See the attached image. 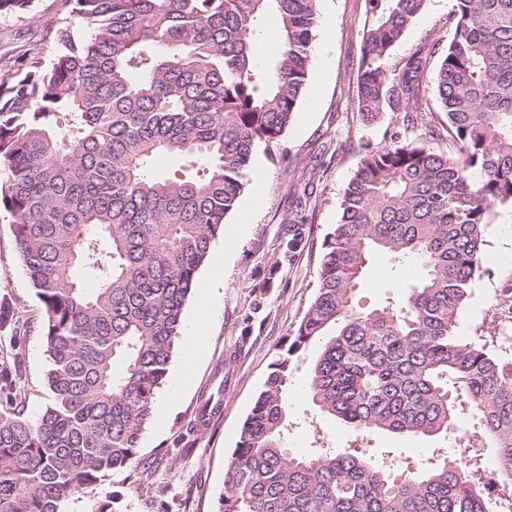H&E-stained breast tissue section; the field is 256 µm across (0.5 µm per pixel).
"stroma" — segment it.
I'll return each instance as SVG.
<instances>
[{
    "instance_id": "35a3bbf8",
    "label": "stroma",
    "mask_w": 512,
    "mask_h": 512,
    "mask_svg": "<svg viewBox=\"0 0 512 512\" xmlns=\"http://www.w3.org/2000/svg\"><path fill=\"white\" fill-rule=\"evenodd\" d=\"M452 0H427L392 52L401 61L438 38H451ZM319 24L304 100L280 140L258 150L253 168L262 183L248 182L239 207L226 218L223 235L211 249L223 258L224 276L207 308L209 322L202 352L190 369L189 383L174 407L146 428L132 462L113 470L97 485L83 489L66 504V512H97L111 500L112 512H218L228 461L243 422L273 363L294 336L318 286L322 243L341 216L344 190L366 149L412 137L399 113L384 112L364 120L354 103L353 87L361 56L359 33L367 16L365 0H318ZM64 0H32L27 11L0 15V75L21 69L29 48H39L44 65L58 54L56 28L68 18ZM305 195L297 213L296 195ZM301 223L303 243L283 257L281 243L294 223ZM233 249H226L228 238ZM276 278H269L271 265ZM485 271L475 282L458 317L456 334L467 341L483 336H512V214L499 213L486 230ZM419 274L413 264L396 265L376 256L368 267L361 303L372 307L398 298ZM0 301L25 321L20 340L0 332V351L18 346L26 412L37 418L51 404L50 368L42 335V307L19 258L14 226L0 217ZM315 349L296 354L288 387L287 447L308 451L315 438L339 449L375 450L394 473L426 465L433 449L455 454L454 439L391 433L357 437L319 413L304 390ZM221 395L222 408L206 430L194 431L195 413L208 397Z\"/></svg>"
}]
</instances>
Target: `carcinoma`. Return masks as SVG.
<instances>
[{"label":"carcinoma","instance_id":"obj_1","mask_svg":"<svg viewBox=\"0 0 512 512\" xmlns=\"http://www.w3.org/2000/svg\"><path fill=\"white\" fill-rule=\"evenodd\" d=\"M87 27L47 68L34 53L0 80V214L43 308L53 403L26 414L19 353L0 362V512H65L126 465L154 417L183 309L237 206L261 146L286 131L305 95L317 0H73ZM357 108L403 113L415 131L367 150L323 241L319 287L273 363L228 462L220 512H512V372L487 343L456 336L483 274L485 231L512 210V0H453L439 67L391 52L426 0H365ZM279 40L256 62L262 19ZM434 84L455 151L430 145ZM177 157L196 177L164 176ZM381 253L414 262L399 299L364 309L363 274ZM91 281L94 287H86ZM24 325L0 303V331ZM317 354L307 392L364 437L455 433L462 411L495 448H458L394 475L374 455L283 447L292 358ZM221 408L206 399L195 422Z\"/></svg>","mask_w":512,"mask_h":512}]
</instances>
